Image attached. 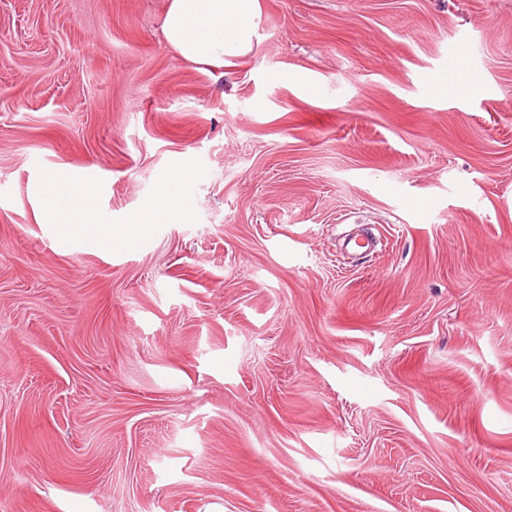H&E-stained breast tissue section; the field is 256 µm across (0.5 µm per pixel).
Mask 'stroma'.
<instances>
[{
  "mask_svg": "<svg viewBox=\"0 0 512 512\" xmlns=\"http://www.w3.org/2000/svg\"><path fill=\"white\" fill-rule=\"evenodd\" d=\"M168 4L0 0V512H512V0H261L213 66ZM186 157L133 245L38 207ZM191 169L185 163L177 172L169 174L160 187V204L145 206L118 229L97 221L92 189L75 174H49L39 188V195L51 224H59L62 240L84 238L99 247L127 245L144 235L150 224L160 223L163 217L172 223L186 217L181 186Z\"/></svg>",
  "mask_w": 512,
  "mask_h": 512,
  "instance_id": "obj_1",
  "label": "stroma"
}]
</instances>
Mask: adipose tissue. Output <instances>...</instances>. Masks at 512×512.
<instances>
[{"mask_svg":"<svg viewBox=\"0 0 512 512\" xmlns=\"http://www.w3.org/2000/svg\"><path fill=\"white\" fill-rule=\"evenodd\" d=\"M261 20L260 0H170L163 31L183 59L223 65L254 51ZM190 170L185 164L169 174L160 187V204L144 207L118 229L98 222L93 192L77 175L49 174L39 195L45 214L59 225L62 240L84 238L100 247L127 245L144 235L150 225L185 218L181 186Z\"/></svg>","mask_w":512,"mask_h":512,"instance_id":"1","label":"adipose tissue"}]
</instances>
